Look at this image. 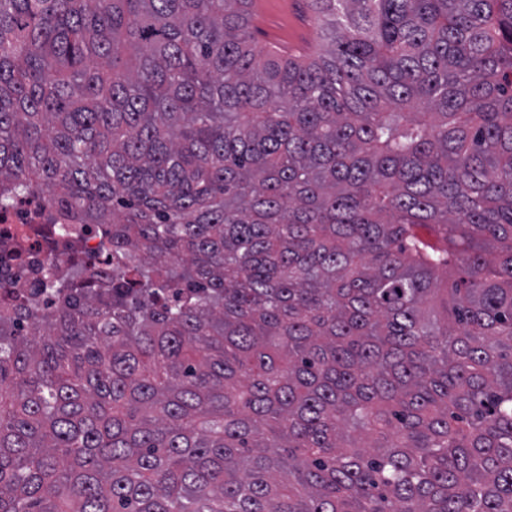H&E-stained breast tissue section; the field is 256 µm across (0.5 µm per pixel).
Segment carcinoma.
Listing matches in <instances>:
<instances>
[{
  "label": "carcinoma",
  "mask_w": 512,
  "mask_h": 512,
  "mask_svg": "<svg viewBox=\"0 0 512 512\" xmlns=\"http://www.w3.org/2000/svg\"><path fill=\"white\" fill-rule=\"evenodd\" d=\"M310 5L0 0V512H512V0ZM281 1L284 0H257L255 3L256 13H263L265 17V28L262 29L264 34L258 36V45L260 47H266L270 44H274L275 41L280 39H274L269 35V29H279L288 31L289 23V9L292 13L302 21L305 18L310 20V28L307 31V43L308 49L306 52L312 50L317 44V34L313 23V12L311 10L309 0H288L284 3L288 4L289 1L293 3L285 6ZM290 3V2H289ZM281 41V40H280ZM0 223V241L18 246L25 256L24 265L3 269L0 273L2 286L11 291H16L12 288L18 283H25L28 287L23 294L35 291L32 286L36 270L41 266L54 268L59 274L69 277L75 246L80 247L83 255L95 256L87 265L88 272L97 267H112V259L106 264V256H97L101 252V238L97 230L93 227L85 230L84 224H71L42 192L20 197L10 209L0 212ZM59 224L68 225L69 231H60ZM49 235L51 237L45 239Z\"/></svg>",
  "instance_id": "carcinoma-1"
}]
</instances>
